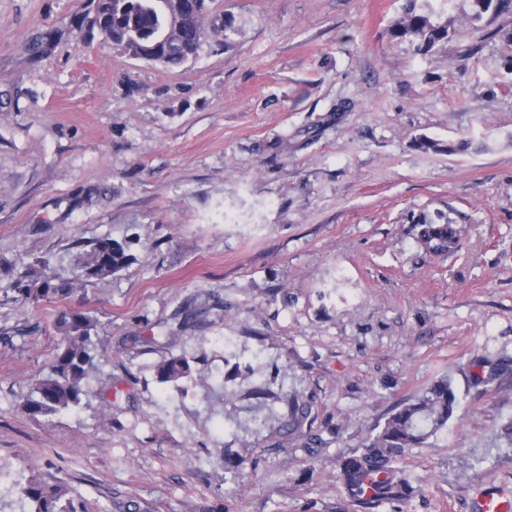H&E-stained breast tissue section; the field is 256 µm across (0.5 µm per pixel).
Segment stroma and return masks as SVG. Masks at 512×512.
Returning <instances> with one entry per match:
<instances>
[{
  "instance_id": "35a3bbf8",
  "label": "stroma",
  "mask_w": 512,
  "mask_h": 512,
  "mask_svg": "<svg viewBox=\"0 0 512 512\" xmlns=\"http://www.w3.org/2000/svg\"><path fill=\"white\" fill-rule=\"evenodd\" d=\"M81 3L0 0V512H28L19 475L89 512H361L343 457L443 377L458 410L381 512L512 498V14L421 55L391 35L404 0H216L231 44L165 70L85 43ZM439 212L460 248L429 256ZM104 236L134 259L85 280ZM36 257L74 292L6 296ZM70 311L105 342L91 393L30 418ZM171 356L202 376L158 383Z\"/></svg>"
}]
</instances>
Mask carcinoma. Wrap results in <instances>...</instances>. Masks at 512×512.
Returning <instances> with one entry per match:
<instances>
[{"label": "carcinoma", "instance_id": "1", "mask_svg": "<svg viewBox=\"0 0 512 512\" xmlns=\"http://www.w3.org/2000/svg\"><path fill=\"white\" fill-rule=\"evenodd\" d=\"M211 0H83L80 25L101 27L99 38L122 53L164 69L178 68L199 56L208 41L227 45L234 33L233 19L217 22ZM460 26L438 20L431 0H405L402 16L391 29L394 38L410 37L422 54L432 51L464 33L482 28L489 15L512 13V0H465ZM419 242L430 254L455 247L458 231L453 219L443 213L422 221ZM133 255L128 247L109 237L75 255V264L88 279H104L127 267ZM49 262L37 259L8 282L6 290L17 301L37 304L64 297L73 291L74 281L46 273ZM61 335L50 373L30 389L23 404L36 418L52 416L78 407L90 394L88 379L95 368L102 338L97 321L81 312H69L57 322ZM202 369L184 356H171L156 366L161 384L178 383ZM292 430L302 429L307 418L305 405L294 396L286 400ZM458 408L456 393L443 379L415 399L396 409L381 428L346 457L341 464V480L347 495L367 512L385 504L403 503L417 489L398 466V457L407 448L418 447L446 426ZM17 492L35 505L31 512H88L81 500L67 496L61 488L49 489L34 478L14 480Z\"/></svg>", "mask_w": 512, "mask_h": 512}]
</instances>
